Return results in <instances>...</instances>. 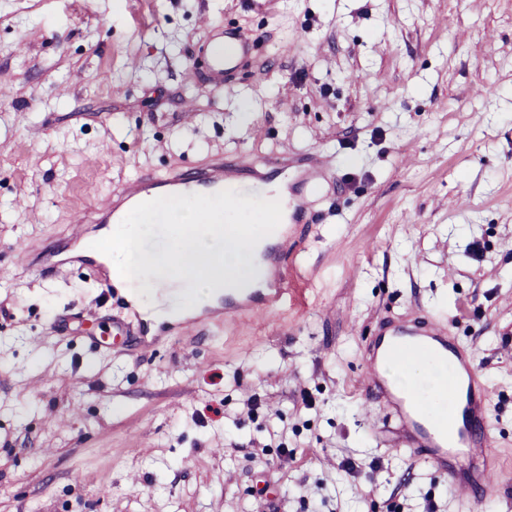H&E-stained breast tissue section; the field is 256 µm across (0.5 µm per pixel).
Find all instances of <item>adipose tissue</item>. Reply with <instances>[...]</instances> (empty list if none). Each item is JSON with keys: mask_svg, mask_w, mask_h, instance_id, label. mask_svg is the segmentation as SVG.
<instances>
[{"mask_svg": "<svg viewBox=\"0 0 512 512\" xmlns=\"http://www.w3.org/2000/svg\"><path fill=\"white\" fill-rule=\"evenodd\" d=\"M228 215L220 198L199 205L185 198L168 212L172 228L163 247L147 258L135 256L130 242L139 236L136 224H119L112 242L99 261L113 269L130 268L139 274L136 294L144 320H165L201 310L230 286H243L261 274L255 254L261 233L242 228L232 246L224 243V222Z\"/></svg>", "mask_w": 512, "mask_h": 512, "instance_id": "1", "label": "adipose tissue"}]
</instances>
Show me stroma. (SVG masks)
I'll use <instances>...</instances> for the list:
<instances>
[{
  "instance_id": "stroma-1",
  "label": "stroma",
  "mask_w": 512,
  "mask_h": 512,
  "mask_svg": "<svg viewBox=\"0 0 512 512\" xmlns=\"http://www.w3.org/2000/svg\"><path fill=\"white\" fill-rule=\"evenodd\" d=\"M209 19L252 72L200 79ZM0 85V512H470L362 392L411 310L474 351L512 512V0H0ZM304 153L331 179L280 310L123 354L74 214Z\"/></svg>"
}]
</instances>
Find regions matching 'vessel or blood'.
Wrapping results in <instances>:
<instances>
[{
	"label": "vessel or blood",
	"mask_w": 512,
	"mask_h": 512,
	"mask_svg": "<svg viewBox=\"0 0 512 512\" xmlns=\"http://www.w3.org/2000/svg\"><path fill=\"white\" fill-rule=\"evenodd\" d=\"M257 44V37L238 29L216 31L204 43L210 77L220 83L245 70ZM278 164L295 172L304 185L316 186L329 178L328 168L309 155L282 157ZM266 166V161L255 160L235 175L237 187L231 195L234 210H251L264 196L267 181L262 170ZM228 174L227 164L221 161L189 174L144 173L113 192L91 219L99 224H123L134 215L143 223L157 224L167 215L166 202L181 199L189 190L204 196L223 188ZM308 209L305 196L289 190L288 203L280 208L275 224L268 226L257 254L267 273L266 282L256 288L225 291L216 305L224 317L242 309L277 311L288 293L283 274L288 233L305 223ZM91 219L79 215L73 222L74 235H81ZM411 357L448 371L441 391L446 412L436 426L426 422L428 412L422 397L408 396L387 369L389 361ZM363 365L365 399L388 407L400 423L402 444L409 455L431 460L450 484L465 491L471 512H482L483 499L493 484L488 462L494 455V443L485 430L484 416L487 389L472 355L455 344L451 326L425 314L385 320L365 343Z\"/></svg>",
	"instance_id": "1"
}]
</instances>
